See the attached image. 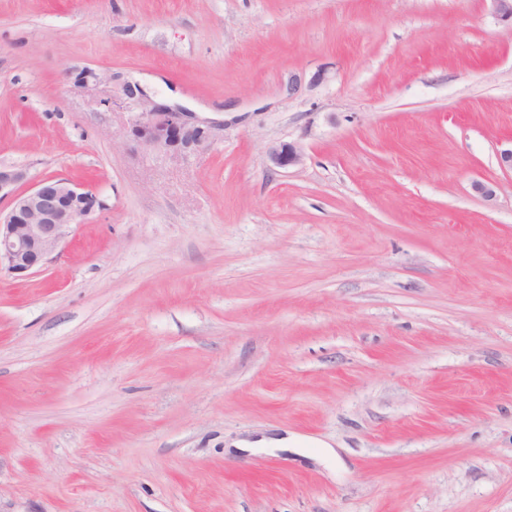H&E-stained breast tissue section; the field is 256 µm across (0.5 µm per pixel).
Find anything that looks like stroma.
I'll return each mask as SVG.
<instances>
[{
    "mask_svg": "<svg viewBox=\"0 0 512 512\" xmlns=\"http://www.w3.org/2000/svg\"><path fill=\"white\" fill-rule=\"evenodd\" d=\"M510 147L490 0H0V163L108 203L0 275V512H512ZM126 93L139 94L141 112L130 122V135L146 148L157 152L185 151L206 139V130L192 112L155 101L147 92L127 86ZM270 158L278 167L287 168L301 163L303 154L295 144L282 143L270 149Z\"/></svg>",
    "mask_w": 512,
    "mask_h": 512,
    "instance_id": "stroma-1",
    "label": "stroma"
}]
</instances>
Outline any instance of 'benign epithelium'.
I'll list each match as a JSON object with an SVG mask.
<instances>
[{
	"label": "benign epithelium",
	"instance_id": "benign-epithelium-1",
	"mask_svg": "<svg viewBox=\"0 0 512 512\" xmlns=\"http://www.w3.org/2000/svg\"><path fill=\"white\" fill-rule=\"evenodd\" d=\"M126 93L139 96L141 111L130 122V135L157 152L185 151L206 139V130L195 116L179 107L155 101L137 87ZM272 162L287 168L301 163V149L282 143L270 149ZM27 170L0 165V199H9V210L0 213V274L23 278L47 263L65 243L73 226L106 209L98 191L69 178H45L28 189Z\"/></svg>",
	"mask_w": 512,
	"mask_h": 512
}]
</instances>
